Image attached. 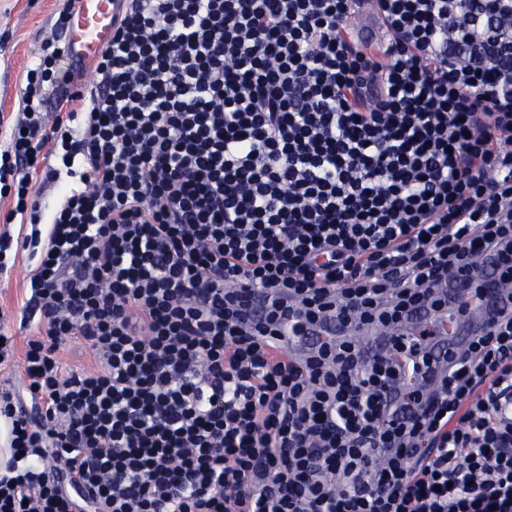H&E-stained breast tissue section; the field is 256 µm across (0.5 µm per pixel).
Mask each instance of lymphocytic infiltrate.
<instances>
[{
	"label": "lymphocytic infiltrate",
	"mask_w": 512,
	"mask_h": 512,
	"mask_svg": "<svg viewBox=\"0 0 512 512\" xmlns=\"http://www.w3.org/2000/svg\"><path fill=\"white\" fill-rule=\"evenodd\" d=\"M63 58L0 152L37 328L0 325V512H512V306L396 401L428 326L355 336L447 309L481 254L512 285V0H122L50 121ZM331 319L353 335L288 357Z\"/></svg>",
	"instance_id": "obj_1"
}]
</instances>
